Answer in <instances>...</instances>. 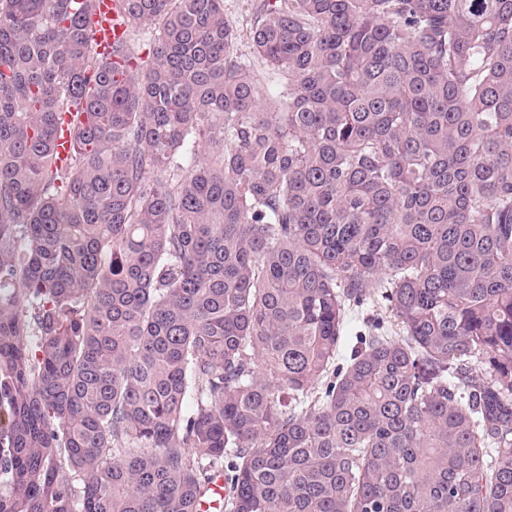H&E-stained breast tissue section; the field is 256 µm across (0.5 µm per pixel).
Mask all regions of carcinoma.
Here are the masks:
<instances>
[{"label": "carcinoma", "instance_id": "1", "mask_svg": "<svg viewBox=\"0 0 512 512\" xmlns=\"http://www.w3.org/2000/svg\"><path fill=\"white\" fill-rule=\"evenodd\" d=\"M116 2L0 0V512H512V0ZM115 0H95V9L90 18L92 40L97 52L105 56L112 54V45L123 36L124 28L115 23L117 18ZM227 12L230 17L236 22L241 39L239 40L238 48L242 54H249L251 49V36H250V0H225Z\"/></svg>", "mask_w": 512, "mask_h": 512}]
</instances>
